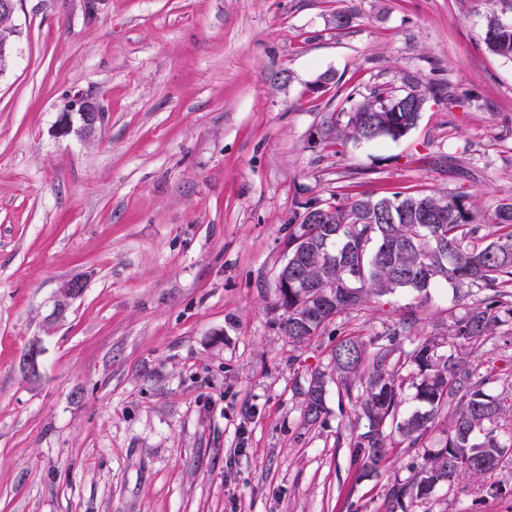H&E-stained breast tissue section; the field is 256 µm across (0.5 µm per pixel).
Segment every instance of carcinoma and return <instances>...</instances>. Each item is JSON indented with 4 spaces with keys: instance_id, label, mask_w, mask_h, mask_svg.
Listing matches in <instances>:
<instances>
[{
    "instance_id": "cac0c4a2",
    "label": "carcinoma",
    "mask_w": 512,
    "mask_h": 512,
    "mask_svg": "<svg viewBox=\"0 0 512 512\" xmlns=\"http://www.w3.org/2000/svg\"><path fill=\"white\" fill-rule=\"evenodd\" d=\"M484 41L494 54L512 58V29L492 21ZM441 93L430 84L410 93L375 90L347 113L346 122L332 121L325 140H397L415 127L428 96ZM397 100L401 111L380 110ZM303 209L285 242L288 288L277 287L281 327L292 343L309 341L336 316L397 290L421 294L445 282L458 298L460 312L449 316L445 338L418 335L411 311L382 336L341 337L331 353L337 384L355 400L357 418L367 422L352 447L371 466L391 448L420 447L445 416L443 448L410 481L391 485L392 508L403 507L407 498H428L440 483L478 481L511 468L497 429L502 420H512V384L497 396L487 393L491 375H481L467 357L497 334L501 313L512 315V200L487 219L463 197L436 193L355 196L326 212L310 204ZM430 211L440 213L442 223H425ZM407 367L413 368L412 386L423 409L402 419L401 371ZM325 386L326 373L317 370L303 391L311 425L325 412Z\"/></svg>"
}]
</instances>
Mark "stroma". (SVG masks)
<instances>
[{"label": "stroma", "mask_w": 512, "mask_h": 512, "mask_svg": "<svg viewBox=\"0 0 512 512\" xmlns=\"http://www.w3.org/2000/svg\"><path fill=\"white\" fill-rule=\"evenodd\" d=\"M492 19L512 22V0H20L0 72V512H389L441 428L373 469L335 381L317 424L302 392L339 337L412 310L419 335L446 334L455 290L396 291L294 346L276 274L307 202L423 191L488 217L512 198ZM408 75L444 91L406 136L319 143ZM86 95L98 135L58 136ZM73 278L84 291L56 313ZM478 356L493 391L511 383L512 326ZM404 507L512 512V496L459 479Z\"/></svg>", "instance_id": "obj_1"}]
</instances>
